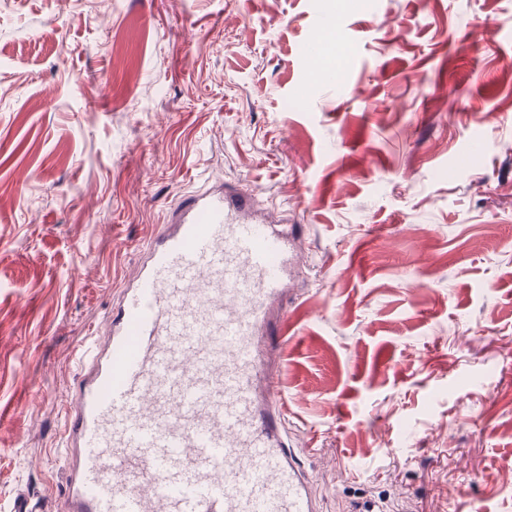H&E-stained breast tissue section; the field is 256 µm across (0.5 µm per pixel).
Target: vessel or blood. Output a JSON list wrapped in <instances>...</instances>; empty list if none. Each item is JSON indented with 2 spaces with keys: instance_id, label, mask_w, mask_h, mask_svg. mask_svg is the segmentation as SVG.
I'll return each instance as SVG.
<instances>
[{
  "instance_id": "b4317fda",
  "label": "vessel or blood",
  "mask_w": 512,
  "mask_h": 512,
  "mask_svg": "<svg viewBox=\"0 0 512 512\" xmlns=\"http://www.w3.org/2000/svg\"><path fill=\"white\" fill-rule=\"evenodd\" d=\"M249 201L224 187L186 197L115 316L79 344L62 512H316L280 441L281 398L257 391L292 239Z\"/></svg>"
}]
</instances>
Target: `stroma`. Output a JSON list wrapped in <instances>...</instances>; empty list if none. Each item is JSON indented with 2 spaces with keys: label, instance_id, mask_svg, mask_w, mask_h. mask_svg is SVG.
<instances>
[{
  "label": "stroma",
  "instance_id": "obj_1",
  "mask_svg": "<svg viewBox=\"0 0 512 512\" xmlns=\"http://www.w3.org/2000/svg\"><path fill=\"white\" fill-rule=\"evenodd\" d=\"M508 141L512 0H0V504L57 507L73 351L217 182L299 229L317 512H512Z\"/></svg>",
  "mask_w": 512,
  "mask_h": 512
}]
</instances>
